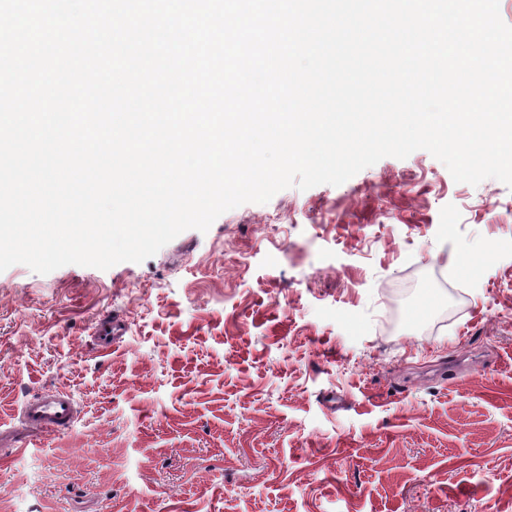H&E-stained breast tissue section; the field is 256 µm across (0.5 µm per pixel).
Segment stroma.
<instances>
[{"mask_svg":"<svg viewBox=\"0 0 512 512\" xmlns=\"http://www.w3.org/2000/svg\"><path fill=\"white\" fill-rule=\"evenodd\" d=\"M47 390L80 416L28 436ZM0 429V512H512V188L418 150L139 264L11 266Z\"/></svg>","mask_w":512,"mask_h":512,"instance_id":"stroma-1","label":"stroma"}]
</instances>
